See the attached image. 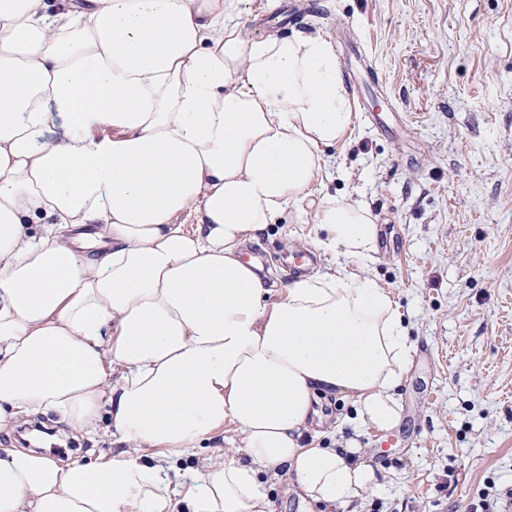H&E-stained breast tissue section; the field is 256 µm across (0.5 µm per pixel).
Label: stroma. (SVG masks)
Instances as JSON below:
<instances>
[{
	"label": "stroma",
	"instance_id": "35a3bbf8",
	"mask_svg": "<svg viewBox=\"0 0 512 512\" xmlns=\"http://www.w3.org/2000/svg\"><path fill=\"white\" fill-rule=\"evenodd\" d=\"M231 17L256 38L328 35L357 114L325 149L303 218L284 213L248 253L294 274L323 196L367 202L380 226L369 274L415 344L394 430L321 402L320 447L355 442L380 483L355 512H512V0H235ZM34 418L54 431L42 453L71 438V460L122 449L110 418L89 434ZM34 418L0 430V448L20 447Z\"/></svg>",
	"mask_w": 512,
	"mask_h": 512
}]
</instances>
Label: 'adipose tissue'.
I'll return each mask as SVG.
<instances>
[{
  "instance_id": "obj_1",
  "label": "adipose tissue",
  "mask_w": 512,
  "mask_h": 512,
  "mask_svg": "<svg viewBox=\"0 0 512 512\" xmlns=\"http://www.w3.org/2000/svg\"><path fill=\"white\" fill-rule=\"evenodd\" d=\"M227 7L0 0V429L107 414L125 445L66 465L0 448V512H271L277 478L347 512L380 487L365 456L310 439L325 395L355 426L400 421L413 343L366 274L369 206L323 197L328 264L285 285L244 257L353 126L342 64L329 36L253 38ZM228 424L234 447L184 480L177 459Z\"/></svg>"
}]
</instances>
